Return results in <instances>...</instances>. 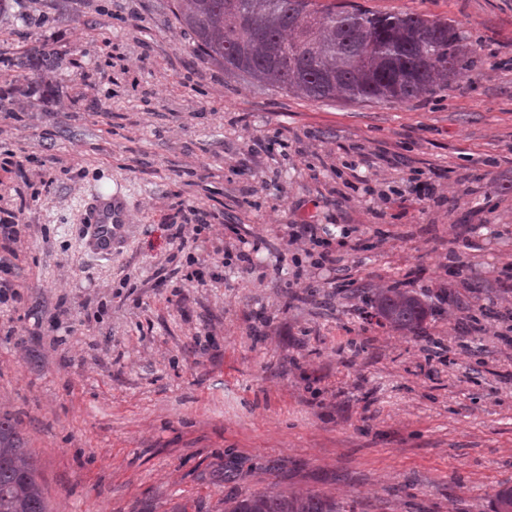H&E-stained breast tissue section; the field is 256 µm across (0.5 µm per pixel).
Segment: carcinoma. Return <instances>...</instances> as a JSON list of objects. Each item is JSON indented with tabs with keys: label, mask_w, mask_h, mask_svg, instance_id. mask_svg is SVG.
Returning <instances> with one entry per match:
<instances>
[{
	"label": "carcinoma",
	"mask_w": 512,
	"mask_h": 512,
	"mask_svg": "<svg viewBox=\"0 0 512 512\" xmlns=\"http://www.w3.org/2000/svg\"><path fill=\"white\" fill-rule=\"evenodd\" d=\"M172 13L198 56L234 77L321 101L408 102L448 87L481 62L453 24L416 13L378 14L336 0H175ZM37 66L55 52L33 48ZM381 322L417 334L427 309L410 291L377 293ZM38 464L13 417L0 415V512H47ZM224 512H340L317 493L267 490L224 499ZM493 512H512V488Z\"/></svg>",
	"instance_id": "1"
}]
</instances>
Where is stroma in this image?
<instances>
[{
    "label": "stroma",
    "instance_id": "1",
    "mask_svg": "<svg viewBox=\"0 0 512 512\" xmlns=\"http://www.w3.org/2000/svg\"><path fill=\"white\" fill-rule=\"evenodd\" d=\"M454 24L479 73L403 103L310 101L199 59L171 0L0 15V412L49 512H224L269 488L343 512H492L512 487V0H357ZM45 42L44 80L17 59ZM50 179V188L41 179ZM125 204L93 254L87 199ZM210 225L193 254L179 210ZM330 241L312 267L288 227ZM255 246L251 271L212 278ZM414 292L421 338L378 324ZM379 321L397 330L416 335L427 317V309L410 291L388 288L377 293L373 300Z\"/></svg>",
    "mask_w": 512,
    "mask_h": 512
}]
</instances>
